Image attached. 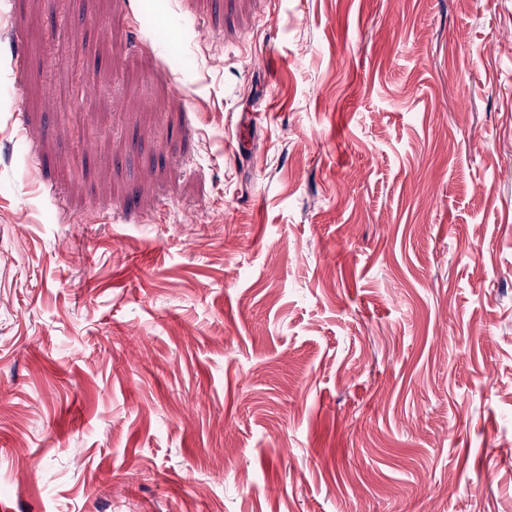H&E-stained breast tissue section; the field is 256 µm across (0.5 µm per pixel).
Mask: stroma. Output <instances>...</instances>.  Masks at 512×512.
<instances>
[{
    "mask_svg": "<svg viewBox=\"0 0 512 512\" xmlns=\"http://www.w3.org/2000/svg\"><path fill=\"white\" fill-rule=\"evenodd\" d=\"M0 504L512 512V0H0Z\"/></svg>",
    "mask_w": 512,
    "mask_h": 512,
    "instance_id": "obj_1",
    "label": "stroma"
}]
</instances>
